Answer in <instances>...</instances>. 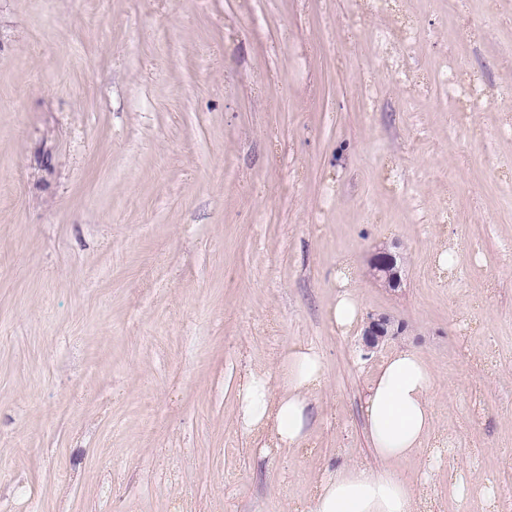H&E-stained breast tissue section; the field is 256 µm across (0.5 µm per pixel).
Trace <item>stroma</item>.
I'll use <instances>...</instances> for the list:
<instances>
[{"label":"stroma","instance_id":"35a3bbf8","mask_svg":"<svg viewBox=\"0 0 512 512\" xmlns=\"http://www.w3.org/2000/svg\"><path fill=\"white\" fill-rule=\"evenodd\" d=\"M462 57L480 98L450 97ZM397 245L403 281L374 280ZM453 266L440 273V245ZM351 269L366 349L327 318ZM322 355L309 448L236 420ZM412 348L451 456L512 488V0H0V512H302ZM404 330L401 323L387 315L371 316L363 331V342L367 349H374L386 340L399 336Z\"/></svg>","mask_w":512,"mask_h":512}]
</instances>
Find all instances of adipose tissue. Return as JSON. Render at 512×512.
Returning <instances> with one entry per match:
<instances>
[{"label": "adipose tissue", "mask_w": 512, "mask_h": 512, "mask_svg": "<svg viewBox=\"0 0 512 512\" xmlns=\"http://www.w3.org/2000/svg\"><path fill=\"white\" fill-rule=\"evenodd\" d=\"M339 292L328 308L340 332L361 320V304L346 268L336 274ZM325 384L318 350L296 345L282 353L275 370L258 368L237 385L238 425L261 449L308 447L312 434L311 402ZM432 372L414 350L387 354L374 373L364 403V423L373 459L324 469L316 480L305 512H430L425 489L413 488L402 476V463L428 452L440 466L441 435L429 393Z\"/></svg>", "instance_id": "1"}]
</instances>
